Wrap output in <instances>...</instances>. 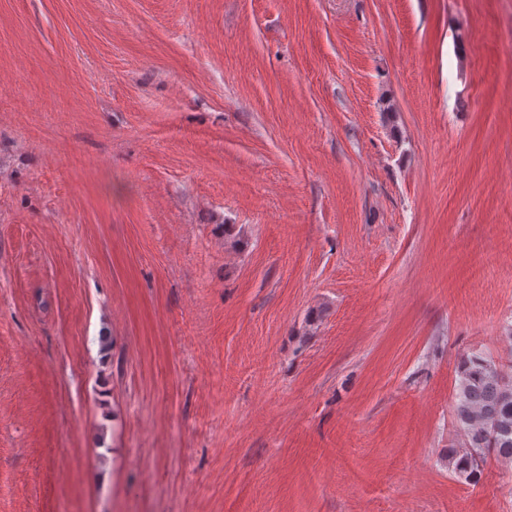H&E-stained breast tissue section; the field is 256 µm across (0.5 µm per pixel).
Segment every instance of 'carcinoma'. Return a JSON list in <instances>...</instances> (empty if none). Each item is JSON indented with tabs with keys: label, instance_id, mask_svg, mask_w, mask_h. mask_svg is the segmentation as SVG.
I'll list each match as a JSON object with an SVG mask.
<instances>
[{
	"label": "carcinoma",
	"instance_id": "cac0c4a2",
	"mask_svg": "<svg viewBox=\"0 0 512 512\" xmlns=\"http://www.w3.org/2000/svg\"><path fill=\"white\" fill-rule=\"evenodd\" d=\"M458 375L453 413L464 443L448 451V469L477 484L488 456L512 461V365L473 352L461 359Z\"/></svg>",
	"mask_w": 512,
	"mask_h": 512
}]
</instances>
